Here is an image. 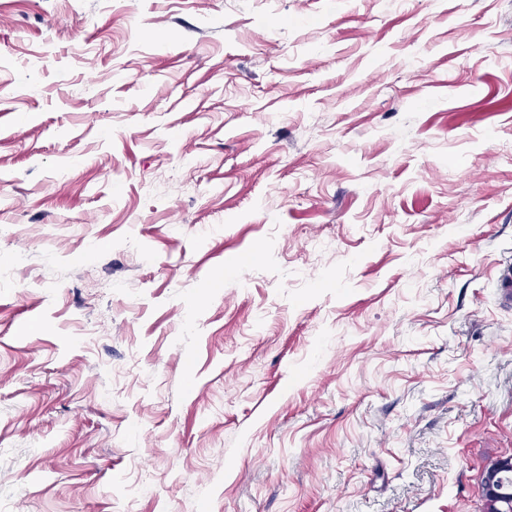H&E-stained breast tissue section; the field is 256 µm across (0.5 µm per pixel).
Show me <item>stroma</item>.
<instances>
[{"label":"stroma","instance_id":"1","mask_svg":"<svg viewBox=\"0 0 512 512\" xmlns=\"http://www.w3.org/2000/svg\"><path fill=\"white\" fill-rule=\"evenodd\" d=\"M509 260L512 0H0V512H483Z\"/></svg>","mask_w":512,"mask_h":512}]
</instances>
